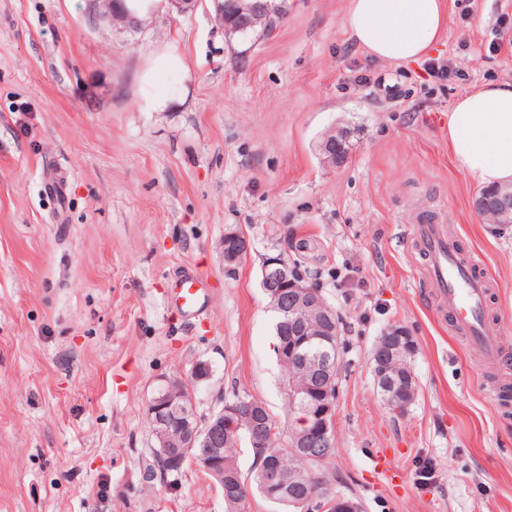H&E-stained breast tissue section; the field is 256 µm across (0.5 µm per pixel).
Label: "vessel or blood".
<instances>
[{
    "label": "vessel or blood",
    "mask_w": 512,
    "mask_h": 512,
    "mask_svg": "<svg viewBox=\"0 0 512 512\" xmlns=\"http://www.w3.org/2000/svg\"><path fill=\"white\" fill-rule=\"evenodd\" d=\"M412 239L427 259L425 274L435 288L437 307L453 316L456 331L467 336L486 360H497L500 349L486 325L485 282L473 263L458 260L453 236L433 217L415 225ZM205 297V277L198 271H184L172 282L170 300L185 314L197 313Z\"/></svg>",
    "instance_id": "b4317fda"
}]
</instances>
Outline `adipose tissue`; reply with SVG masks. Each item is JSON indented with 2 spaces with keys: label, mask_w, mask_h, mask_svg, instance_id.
<instances>
[{
  "label": "adipose tissue",
  "mask_w": 512,
  "mask_h": 512,
  "mask_svg": "<svg viewBox=\"0 0 512 512\" xmlns=\"http://www.w3.org/2000/svg\"><path fill=\"white\" fill-rule=\"evenodd\" d=\"M344 24L374 59L414 62L448 28V0H348ZM456 167L480 187L512 182V82H489L459 96L448 114Z\"/></svg>",
  "instance_id": "ef3b65f1"
}]
</instances>
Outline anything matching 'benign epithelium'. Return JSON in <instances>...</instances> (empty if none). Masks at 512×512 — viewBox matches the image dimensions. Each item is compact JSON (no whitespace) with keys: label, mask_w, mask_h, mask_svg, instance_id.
<instances>
[{"label":"benign epithelium","mask_w":512,"mask_h":512,"mask_svg":"<svg viewBox=\"0 0 512 512\" xmlns=\"http://www.w3.org/2000/svg\"><path fill=\"white\" fill-rule=\"evenodd\" d=\"M124 0H91L94 13L102 20L126 29H136L141 19L123 6ZM237 15L239 28H252L265 34L272 21L269 3L253 10L240 0ZM252 243L242 231L224 230V271L228 275L249 257ZM261 286L271 310L288 316V345L279 350V361L293 367L303 386L292 387L288 395L294 407V420L289 447L293 452L313 461L323 459L325 450L336 445V385L339 367V335L335 308L322 295L319 287L305 276H297L283 251L278 250L262 263ZM413 347V336L402 325H391L375 344L371 365L374 381L389 408L403 412L415 401L412 379L401 370L399 360ZM252 407V403L237 398L224 403L210 416L198 418L193 398L179 396L166 381L151 403L153 434L159 447L167 451L176 467H182L184 453L192 448H205L214 456L207 461L211 477L224 476V455L232 449H222L224 431L236 428L235 419ZM270 433L268 419L252 420L250 434L256 448L262 447ZM267 478L273 484L297 487L308 485L306 493L293 496V504L306 508L311 503L318 512H364L362 503L350 496L336 493L329 484L311 485L303 471H283L280 465L267 464Z\"/></svg>","instance_id":"7a95c632"}]
</instances>
